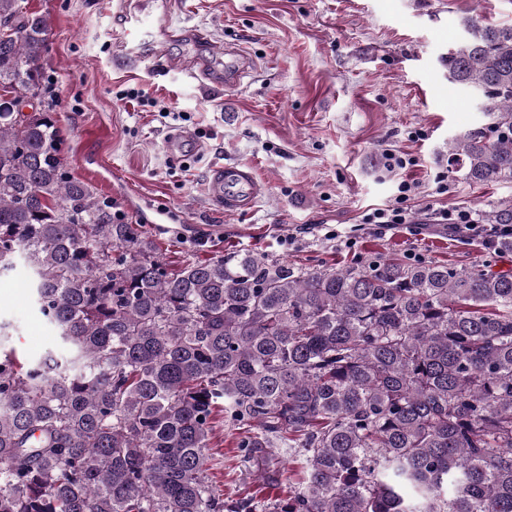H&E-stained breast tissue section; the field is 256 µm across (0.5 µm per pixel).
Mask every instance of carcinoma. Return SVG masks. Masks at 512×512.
Wrapping results in <instances>:
<instances>
[{"mask_svg": "<svg viewBox=\"0 0 512 512\" xmlns=\"http://www.w3.org/2000/svg\"><path fill=\"white\" fill-rule=\"evenodd\" d=\"M446 59L489 132L448 143L473 184L512 181V24ZM48 26L0 0V274L22 260L61 354L0 351V512H259L208 482L217 413L266 478L269 512H512V270L375 257L307 268L255 254L172 272L71 176L51 113ZM511 224L512 197L478 215Z\"/></svg>", "mask_w": 512, "mask_h": 512, "instance_id": "carcinoma-1", "label": "carcinoma"}]
</instances>
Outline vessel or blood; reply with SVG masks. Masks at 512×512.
I'll list each match as a JSON object with an SVG mask.
<instances>
[{
	"label": "vessel or blood",
	"instance_id": "vessel-or-blood-1",
	"mask_svg": "<svg viewBox=\"0 0 512 512\" xmlns=\"http://www.w3.org/2000/svg\"><path fill=\"white\" fill-rule=\"evenodd\" d=\"M124 22L123 51L127 59L138 56V46L142 32V16L126 15ZM224 57V72L221 79L225 89L236 88L244 76L253 67V61L240 44L227 43L219 49ZM170 68L184 72L188 76L204 82L211 81L212 75L199 61L190 57L169 60ZM165 147L170 156L182 157L198 152L200 145L190 133L177 131L171 133ZM208 195L212 201L224 208L229 214L249 212L257 201L265 195L267 187L260 182L247 167L239 165H218L212 167L207 176Z\"/></svg>",
	"mask_w": 512,
	"mask_h": 512
}]
</instances>
